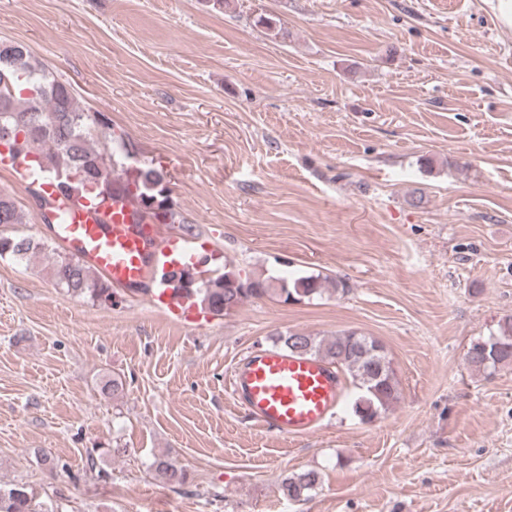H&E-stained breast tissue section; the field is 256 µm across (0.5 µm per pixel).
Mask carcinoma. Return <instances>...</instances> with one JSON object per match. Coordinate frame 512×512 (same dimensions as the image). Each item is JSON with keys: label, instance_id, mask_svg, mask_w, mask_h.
Segmentation results:
<instances>
[{"label": "carcinoma", "instance_id": "carcinoma-1", "mask_svg": "<svg viewBox=\"0 0 512 512\" xmlns=\"http://www.w3.org/2000/svg\"><path fill=\"white\" fill-rule=\"evenodd\" d=\"M13 134L9 154L38 168L56 183L65 200L83 199L97 204L115 193L131 195L139 209L158 224L177 226L193 233L170 198L164 176L145 166L134 178L115 177L117 167L132 156L125 138L115 135L108 117L79 105L71 85L35 58L25 45L0 42V127ZM22 223L14 198L0 191V257L10 255L27 260L49 251L52 261L47 275L66 293L91 303L112 300V284L93 273L85 263L63 248L37 241L12 230ZM164 279L173 288L190 291L215 316L232 314L244 301L271 292L284 301L310 298L322 292V279L306 275L291 281L241 276L231 269L216 275L190 265ZM297 338L298 355L316 356L345 373L358 390L352 410L361 421L371 422L387 412L399 397V380L386 347L376 338L356 331H344L328 338L308 334L278 335L274 346L292 352L289 341ZM466 363L474 373H491L512 363V316L498 323L497 331L466 353ZM154 477L173 488L186 483V473L176 464L156 457L149 465ZM321 484L320 473L307 470L286 476L280 493L288 501L307 499ZM0 512H43L42 503L23 483L0 486Z\"/></svg>", "mask_w": 512, "mask_h": 512}]
</instances>
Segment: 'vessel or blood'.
<instances>
[{
  "instance_id": "1",
  "label": "vessel or blood",
  "mask_w": 512,
  "mask_h": 512,
  "mask_svg": "<svg viewBox=\"0 0 512 512\" xmlns=\"http://www.w3.org/2000/svg\"><path fill=\"white\" fill-rule=\"evenodd\" d=\"M56 242L103 275L113 287L137 288L174 258L162 225L144 218L133 199L117 197L101 206L61 204ZM172 321L196 330L207 314L191 297L167 286L151 294ZM227 389L250 422L285 438L314 434L334 417L343 396L339 372L316 357L278 349H250L233 363Z\"/></svg>"
}]
</instances>
